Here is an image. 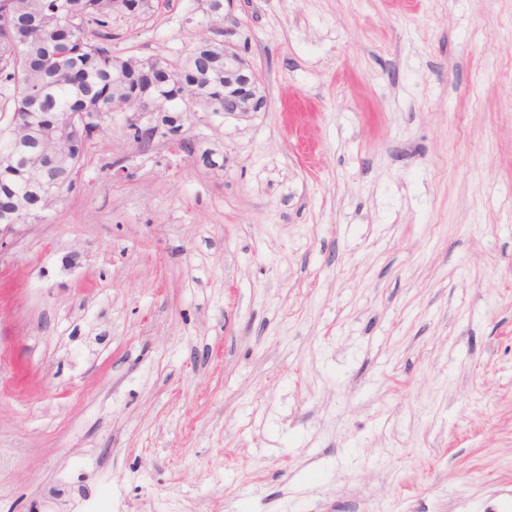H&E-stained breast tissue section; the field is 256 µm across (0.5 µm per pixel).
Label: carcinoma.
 Wrapping results in <instances>:
<instances>
[{"label": "carcinoma", "instance_id": "carcinoma-1", "mask_svg": "<svg viewBox=\"0 0 512 512\" xmlns=\"http://www.w3.org/2000/svg\"><path fill=\"white\" fill-rule=\"evenodd\" d=\"M130 0H0V81L12 87L11 122L0 138V217L35 218L51 195L70 191L88 143L114 112H156L157 124L128 125L133 140L181 125L172 113L186 99L212 112L224 103L221 0H211L218 38L171 69L159 58L136 62L104 45L114 13L140 15Z\"/></svg>", "mask_w": 512, "mask_h": 512}]
</instances>
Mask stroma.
<instances>
[{
  "mask_svg": "<svg viewBox=\"0 0 512 512\" xmlns=\"http://www.w3.org/2000/svg\"><path fill=\"white\" fill-rule=\"evenodd\" d=\"M223 2L264 107L113 113L4 236L0 512H512V0Z\"/></svg>",
  "mask_w": 512,
  "mask_h": 512,
  "instance_id": "1",
  "label": "stroma"
}]
</instances>
